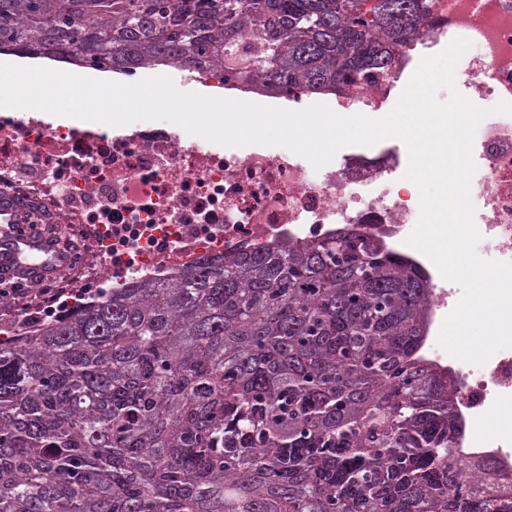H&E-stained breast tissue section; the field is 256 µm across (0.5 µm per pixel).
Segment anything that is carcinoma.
I'll use <instances>...</instances> for the list:
<instances>
[{"label": "carcinoma", "instance_id": "obj_1", "mask_svg": "<svg viewBox=\"0 0 512 512\" xmlns=\"http://www.w3.org/2000/svg\"><path fill=\"white\" fill-rule=\"evenodd\" d=\"M424 0H0V54L220 69L336 94ZM432 286L361 232L202 259L0 336V512H504L457 385L417 356Z\"/></svg>", "mask_w": 512, "mask_h": 512}]
</instances>
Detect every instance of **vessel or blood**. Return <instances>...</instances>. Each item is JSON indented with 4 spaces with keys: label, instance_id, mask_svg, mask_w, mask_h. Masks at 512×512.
I'll list each match as a JSON object with an SVG mask.
<instances>
[{
    "label": "vessel or blood",
    "instance_id": "obj_1",
    "mask_svg": "<svg viewBox=\"0 0 512 512\" xmlns=\"http://www.w3.org/2000/svg\"><path fill=\"white\" fill-rule=\"evenodd\" d=\"M63 255L47 240L0 234V267L10 274H42L61 264Z\"/></svg>",
    "mask_w": 512,
    "mask_h": 512
}]
</instances>
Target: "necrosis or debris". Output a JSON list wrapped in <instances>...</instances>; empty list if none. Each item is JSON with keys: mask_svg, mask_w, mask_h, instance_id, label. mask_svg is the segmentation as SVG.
<instances>
[{"mask_svg": "<svg viewBox=\"0 0 512 512\" xmlns=\"http://www.w3.org/2000/svg\"><path fill=\"white\" fill-rule=\"evenodd\" d=\"M426 4L430 31L403 48L404 63L440 40L469 39L474 50L456 70L464 96L481 107L512 103V0ZM401 77L395 71L359 81L336 103L344 112L388 111ZM473 158L483 250L488 259L512 261V115L483 120ZM400 167L393 148L354 151L314 179L297 156L214 150L163 126L115 136L51 129L31 115L0 122V185L65 214L84 242L77 289L89 281L127 288L207 257L365 230L433 284L419 354L453 375L462 391L456 416L471 428L512 403V348L479 367L439 346L438 327L461 291L406 243L417 206ZM461 446L467 460H492L499 477H512V436L465 437Z\"/></svg>", "mask_w": 512, "mask_h": 512, "instance_id": "1", "label": "necrosis or debris"}]
</instances>
